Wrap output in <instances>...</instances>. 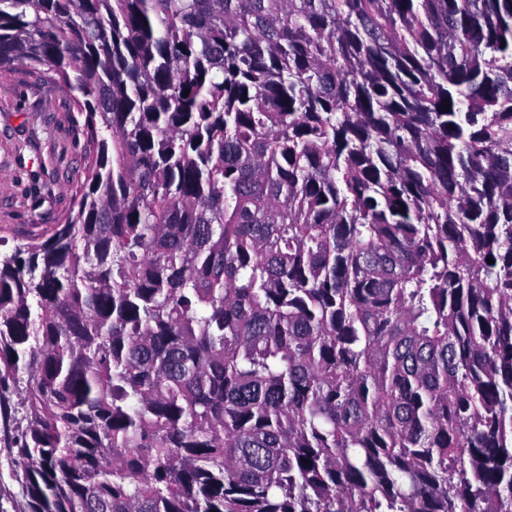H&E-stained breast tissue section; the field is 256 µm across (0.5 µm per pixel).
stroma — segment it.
<instances>
[{
  "mask_svg": "<svg viewBox=\"0 0 512 512\" xmlns=\"http://www.w3.org/2000/svg\"><path fill=\"white\" fill-rule=\"evenodd\" d=\"M84 118L63 89L0 72V238L8 245L59 223L82 182ZM16 451L0 447V512H29Z\"/></svg>",
  "mask_w": 512,
  "mask_h": 512,
  "instance_id": "1",
  "label": "stroma"
}]
</instances>
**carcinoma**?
I'll return each instance as SVG.
<instances>
[{"mask_svg": "<svg viewBox=\"0 0 512 512\" xmlns=\"http://www.w3.org/2000/svg\"><path fill=\"white\" fill-rule=\"evenodd\" d=\"M0 69L90 147L0 254L29 512H512V0H0Z\"/></svg>", "mask_w": 512, "mask_h": 512, "instance_id": "1", "label": "carcinoma"}]
</instances>
